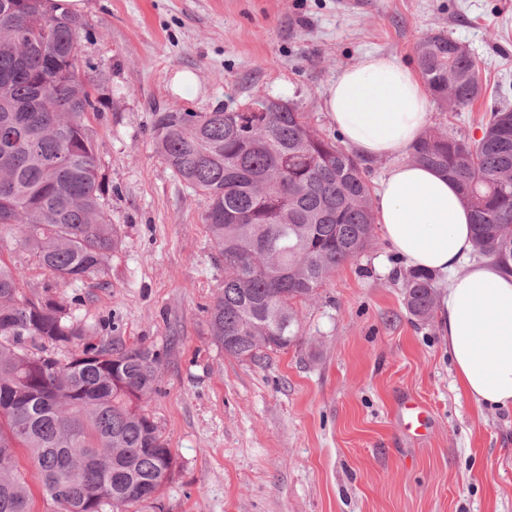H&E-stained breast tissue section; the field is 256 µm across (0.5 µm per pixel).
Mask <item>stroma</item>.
<instances>
[{
    "label": "stroma",
    "instance_id": "35a3bbf8",
    "mask_svg": "<svg viewBox=\"0 0 512 512\" xmlns=\"http://www.w3.org/2000/svg\"><path fill=\"white\" fill-rule=\"evenodd\" d=\"M84 2L81 55L106 75L91 122L123 249L75 284L26 266L24 288L80 298L96 342L160 352L146 410L175 457L163 512H512V413L455 390L439 321L408 313L409 267L382 233L299 305L297 345L256 362L224 355L208 324L224 267L205 202L152 130L157 109L234 111L266 96L336 137L323 93L337 70L366 52L416 65L417 42L441 32L476 58L484 92L456 115L431 106L429 126L477 140L494 87L512 88V0ZM184 69L200 85L189 99L170 89ZM407 396L430 410L426 436L401 424Z\"/></svg>",
    "mask_w": 512,
    "mask_h": 512
}]
</instances>
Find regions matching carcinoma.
Returning a JSON list of instances; mask_svg holds the SVG:
<instances>
[{
	"label": "carcinoma",
	"mask_w": 512,
	"mask_h": 512,
	"mask_svg": "<svg viewBox=\"0 0 512 512\" xmlns=\"http://www.w3.org/2000/svg\"><path fill=\"white\" fill-rule=\"evenodd\" d=\"M86 22L43 0H0V233H18L54 279L105 273L123 246L105 211L106 181L90 115L104 75L80 63ZM437 33L416 47L437 106L459 112L483 92L475 57ZM245 111L154 113L168 167L206 201L203 221L224 289L209 310L224 354L255 360L298 338L295 304L312 300L373 239L370 186L359 160L311 125L290 100ZM410 161L453 181L471 210L478 254L512 269V107L494 109L480 139L429 130ZM23 265L0 255V512H33L28 471L42 496L71 512H125L156 504L174 456L143 403L156 393L160 354L95 345L75 302L28 296ZM419 321L435 305L432 275L404 281ZM29 467L16 461L17 449Z\"/></svg>",
	"instance_id": "obj_1"
}]
</instances>
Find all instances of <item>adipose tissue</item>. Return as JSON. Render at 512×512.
<instances>
[{
  "label": "adipose tissue",
  "instance_id": "ef3b65f1",
  "mask_svg": "<svg viewBox=\"0 0 512 512\" xmlns=\"http://www.w3.org/2000/svg\"><path fill=\"white\" fill-rule=\"evenodd\" d=\"M323 107L351 152L391 162L376 221L397 255L436 280L457 389L476 404L512 410V273L491 258L472 260L471 215L456 185L407 159L429 122L416 72L395 57L365 53L337 72Z\"/></svg>",
  "mask_w": 512,
  "mask_h": 512
}]
</instances>
